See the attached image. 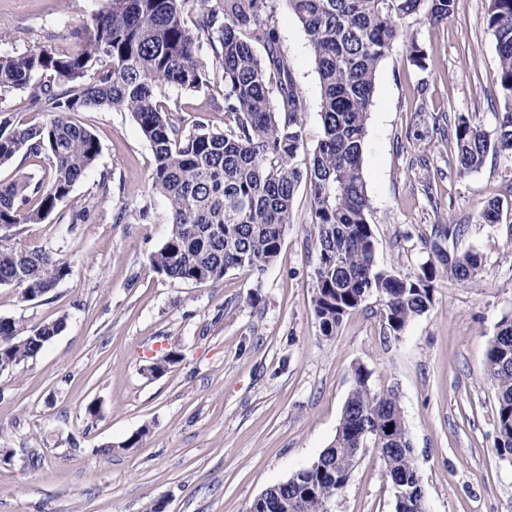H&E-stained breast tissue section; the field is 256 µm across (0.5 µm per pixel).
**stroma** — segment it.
Returning a JSON list of instances; mask_svg holds the SVG:
<instances>
[{
	"label": "stroma",
	"mask_w": 512,
	"mask_h": 512,
	"mask_svg": "<svg viewBox=\"0 0 512 512\" xmlns=\"http://www.w3.org/2000/svg\"><path fill=\"white\" fill-rule=\"evenodd\" d=\"M103 0H0L9 33L0 55L76 32ZM486 0H457L454 15L419 25L425 67L395 44L375 79L363 175L379 267L416 272L437 219L464 225L449 252L479 253V281L442 280L432 306L401 335L383 332L381 306L368 300L333 338L313 314L317 230L299 188L294 222L277 260L263 274L235 269L217 282L188 285L147 271L168 235L169 208L152 191L154 156L131 115L79 113L96 134V167L72 192L87 208L78 224L51 216L17 227L30 249L70 261V275L47 296L27 301L0 286V317L31 327L66 317L65 330L34 359L0 373V512H250L268 487L310 465L334 439L363 365L381 388L397 392L414 448L428 512H512V461L496 450L497 388L487 355L503 317H512V162L488 154L459 175L458 115L494 135L501 108L498 57ZM281 50L304 103V135L321 133V86L302 24L276 12ZM182 130L202 121L224 128V84L165 90ZM108 188H101L100 180ZM492 198L498 223L480 224ZM149 206L140 220L138 210ZM128 217L116 222L120 210ZM255 304H247L249 295ZM180 362L149 367L168 351ZM97 416H89L88 406ZM134 447L123 442L132 434ZM37 449L29 467L26 449ZM392 485L377 449L365 448L329 512H394Z\"/></svg>",
	"instance_id": "35a3bbf8"
}]
</instances>
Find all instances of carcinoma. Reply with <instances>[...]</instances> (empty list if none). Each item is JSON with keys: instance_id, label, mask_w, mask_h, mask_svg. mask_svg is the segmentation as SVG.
I'll return each instance as SVG.
<instances>
[{"instance_id": "obj_1", "label": "carcinoma", "mask_w": 512, "mask_h": 512, "mask_svg": "<svg viewBox=\"0 0 512 512\" xmlns=\"http://www.w3.org/2000/svg\"><path fill=\"white\" fill-rule=\"evenodd\" d=\"M302 23L321 89V136L313 151L304 138V102L278 44L274 0H106L68 51L37 43L0 56V91L31 90L30 104L47 120L31 125L0 118V166L20 153L52 158L51 173L0 185V286L44 297L71 272L46 250L13 242L14 228L40 224L72 203L74 187L96 166L101 148L73 115L96 108L131 113L149 142L151 186L168 202L171 229L148 257V271L172 281L204 284L234 269L263 273L278 257L293 199L305 186L317 229L313 312L322 336L336 335L344 317L376 297L384 328L399 336L433 303L436 284L451 277L473 285L481 266L474 252L451 254L459 224H435L425 241L429 259L410 276L381 269L368 221L370 199L362 171L365 133L376 72L398 42L413 65L426 53L413 26L448 20L456 0H283ZM193 10V25L184 14ZM498 55L496 82L503 100L495 139L466 116L455 123L457 166L464 176L494 151L512 160V0H489L486 13ZM213 50L205 60L202 42ZM263 52L256 50V45ZM224 82V130L200 122L185 133L163 90H198ZM494 199L477 215L499 222ZM66 326V318L28 330L0 320V372L36 357ZM498 390L496 450L512 457V319L503 318L488 351ZM365 367L354 385L331 444L306 468L266 489L250 512H327L360 460L363 430L381 449L386 475L403 492L395 512H421L424 492L412 459L398 395L375 388ZM391 432H386V428Z\"/></svg>"}]
</instances>
